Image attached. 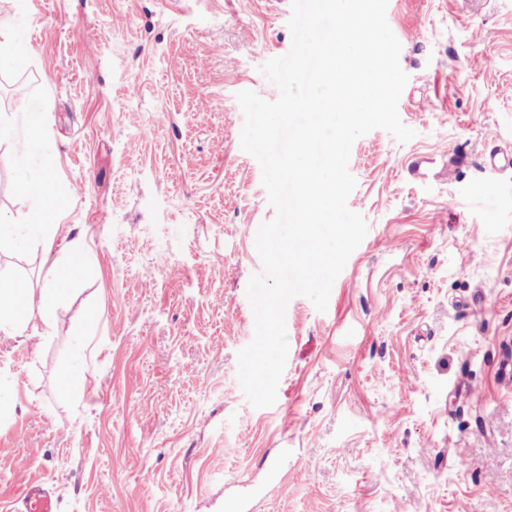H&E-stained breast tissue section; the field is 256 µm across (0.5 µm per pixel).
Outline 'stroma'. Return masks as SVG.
Segmentation results:
<instances>
[{
  "label": "stroma",
  "mask_w": 512,
  "mask_h": 512,
  "mask_svg": "<svg viewBox=\"0 0 512 512\" xmlns=\"http://www.w3.org/2000/svg\"><path fill=\"white\" fill-rule=\"evenodd\" d=\"M290 0H0L27 47L0 71V218L22 173L56 184L55 248L96 260L49 336L0 334V512H512V0H389L414 130L353 144L368 232L326 311L286 310L277 400L237 377L275 216L238 92L292 45ZM49 135L27 154L29 113ZM465 165L448 173V151ZM40 288L42 248L0 271ZM91 335L80 328L89 312ZM281 479L270 482L272 463ZM18 499L27 512H53L50 493L38 483L26 484L19 492Z\"/></svg>",
  "instance_id": "stroma-1"
}]
</instances>
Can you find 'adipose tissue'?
<instances>
[{
  "label": "adipose tissue",
  "instance_id": "ef3b65f1",
  "mask_svg": "<svg viewBox=\"0 0 512 512\" xmlns=\"http://www.w3.org/2000/svg\"><path fill=\"white\" fill-rule=\"evenodd\" d=\"M17 188L34 200L27 231L13 232L11 225H0V250H25L31 240H40L47 278L39 289L26 283L0 277V333L20 334L26 331L31 311H38L42 335H51L57 309L69 287L84 275L89 255L81 242H73L67 251H55L54 236L49 223L53 216L56 192L48 179L20 177Z\"/></svg>",
  "mask_w": 512,
  "mask_h": 512
}]
</instances>
